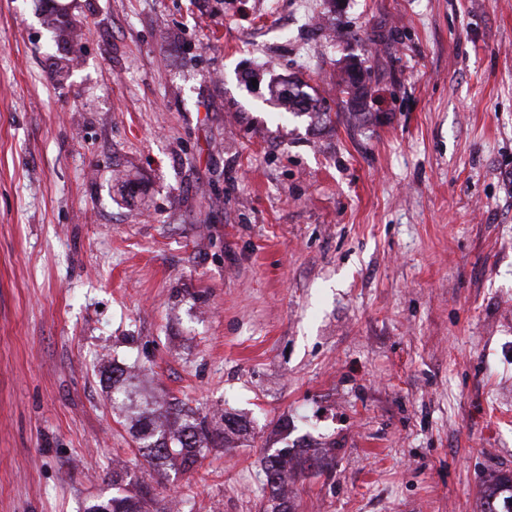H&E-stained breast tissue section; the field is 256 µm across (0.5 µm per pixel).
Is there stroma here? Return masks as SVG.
Listing matches in <instances>:
<instances>
[{
    "instance_id": "1",
    "label": "stroma",
    "mask_w": 512,
    "mask_h": 512,
    "mask_svg": "<svg viewBox=\"0 0 512 512\" xmlns=\"http://www.w3.org/2000/svg\"><path fill=\"white\" fill-rule=\"evenodd\" d=\"M116 364L247 434L149 467ZM287 447L323 463L295 512H479L512 475V0H0V512L116 477L266 512ZM337 86L340 93L345 95L344 98L347 97L342 102L357 110L358 112H352L356 116H360L363 121L367 120L371 112H364V99L367 94L365 72L360 67H348L339 76ZM271 96L283 112L288 110L293 115L308 114L317 118L327 117V112H320L319 99L307 95L297 85H291L288 82L287 88L272 89Z\"/></svg>"
}]
</instances>
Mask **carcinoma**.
Returning a JSON list of instances; mask_svg holds the SVG:
<instances>
[{
    "label": "carcinoma",
    "mask_w": 512,
    "mask_h": 512,
    "mask_svg": "<svg viewBox=\"0 0 512 512\" xmlns=\"http://www.w3.org/2000/svg\"><path fill=\"white\" fill-rule=\"evenodd\" d=\"M345 103L356 110V115L367 120L370 113L364 111L367 94L365 72L357 67L346 68L337 82ZM271 96L283 111L293 115L308 114L317 118L319 99L311 97L296 85L271 90ZM112 405L118 407L132 420V431L137 440L138 452L149 464L177 466L184 472L194 470L200 452L204 448H222L227 432H241L243 425L233 416L224 417L220 432L210 429L206 419L180 418L179 411L169 407L163 412L143 409L133 403L128 378L119 368L112 370ZM304 461L292 448H280L264 460L266 489L269 490L271 512H290L288 501L282 492L284 476L292 468L300 469ZM481 512H512V475L500 474L480 490ZM154 496L146 486L139 487L133 495L123 493L122 488L112 487V497L91 505L88 512H152Z\"/></svg>",
    "instance_id": "cac0c4a2"
}]
</instances>
